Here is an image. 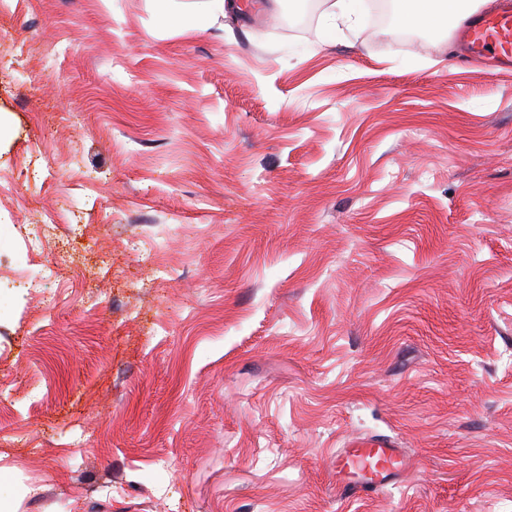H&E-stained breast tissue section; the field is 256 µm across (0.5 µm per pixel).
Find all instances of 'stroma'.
<instances>
[{
	"label": "stroma",
	"instance_id": "1",
	"mask_svg": "<svg viewBox=\"0 0 512 512\" xmlns=\"http://www.w3.org/2000/svg\"><path fill=\"white\" fill-rule=\"evenodd\" d=\"M234 2L0 11V503L512 512V72ZM411 463L387 436L354 439L336 454V490L340 496H360L397 483Z\"/></svg>",
	"mask_w": 512,
	"mask_h": 512
}]
</instances>
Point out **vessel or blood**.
Returning <instances> with one entry per match:
<instances>
[{
  "label": "vessel or blood",
  "mask_w": 512,
  "mask_h": 512,
  "mask_svg": "<svg viewBox=\"0 0 512 512\" xmlns=\"http://www.w3.org/2000/svg\"><path fill=\"white\" fill-rule=\"evenodd\" d=\"M453 35L469 54L486 59L490 66L511 67L512 0L476 11ZM409 467V459L391 438L354 439L336 456V490L345 498L365 494L397 483Z\"/></svg>",
  "instance_id": "b4317fda"
}]
</instances>
